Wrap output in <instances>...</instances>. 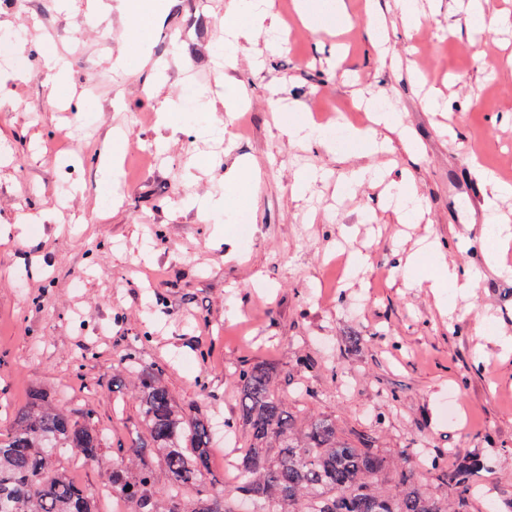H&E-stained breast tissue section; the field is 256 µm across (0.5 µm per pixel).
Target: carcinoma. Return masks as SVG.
<instances>
[{
    "instance_id": "obj_1",
    "label": "carcinoma",
    "mask_w": 512,
    "mask_h": 512,
    "mask_svg": "<svg viewBox=\"0 0 512 512\" xmlns=\"http://www.w3.org/2000/svg\"><path fill=\"white\" fill-rule=\"evenodd\" d=\"M125 362L138 368L128 386L142 431L112 461L105 483L128 512H241L251 500L265 512H470L474 465L450 469L437 457L424 467L405 455L393 467L369 436L344 431L336 418L316 416L301 426L258 364L235 371L249 447L234 460L241 481L228 491L209 477L208 420L176 402L159 369L139 367L137 351ZM102 448L97 429L34 394L16 412L10 433L0 435V512H99L60 458L94 462ZM157 462L168 475L162 487L154 478ZM423 468L436 475L441 491L419 483Z\"/></svg>"
}]
</instances>
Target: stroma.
Returning <instances> with one entry per match:
<instances>
[{"label":"stroma","instance_id":"stroma-1","mask_svg":"<svg viewBox=\"0 0 512 512\" xmlns=\"http://www.w3.org/2000/svg\"><path fill=\"white\" fill-rule=\"evenodd\" d=\"M105 2L101 22L88 21V0L67 11L60 0L0 8L32 59L28 77L0 65V433L37 389L88 418L105 446L68 474L91 491L140 426L116 383L130 347L161 369L177 403L216 423L238 416L235 369L261 364L296 410L363 431L389 461L480 460L473 512H512V351L496 342L512 336V268L488 264L480 243L481 174L512 177V0H489L482 24L437 0L417 27L401 21L396 0H379L384 60L366 0H346L352 27L315 32L295 0H271L278 46L259 34L228 71L215 52L230 0H208L198 25L197 0H165L144 37L122 22L119 0ZM169 29L185 40L166 41ZM49 53L67 62L69 86L47 80ZM120 54L125 66L113 69ZM199 87L246 102L219 140L207 136ZM274 97L346 133L364 120L359 99L373 97L410 140L390 133L391 152L362 159L350 139L291 140ZM169 100L184 112L162 147L157 112ZM117 127L128 149L114 177L99 155ZM238 157L253 167L251 186L238 208L213 214L205 203L224 194ZM361 165L412 178L421 223H400L382 186L338 194ZM303 167L320 177L300 198L293 184ZM189 193L198 205L186 210ZM28 213L43 223L19 228ZM219 224L235 253L216 246ZM427 234L478 275L475 287L449 291L446 315L428 289L402 279L406 255Z\"/></svg>","mask_w":512,"mask_h":512}]
</instances>
